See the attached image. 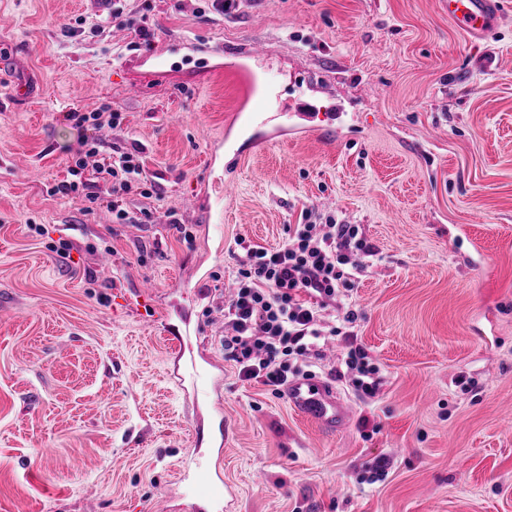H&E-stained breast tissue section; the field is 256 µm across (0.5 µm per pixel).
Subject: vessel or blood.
<instances>
[{"mask_svg":"<svg viewBox=\"0 0 512 512\" xmlns=\"http://www.w3.org/2000/svg\"><path fill=\"white\" fill-rule=\"evenodd\" d=\"M445 4L449 19L468 37L480 41L492 38L508 8L506 0H445ZM274 115L292 129L303 130L311 125L324 140L331 141L336 137L335 116H327L322 124H313L307 103H299L294 111L278 114L272 101L268 100L254 118L263 122ZM285 397L301 416L329 432L336 431L349 417L347 403L333 387L317 377L290 381L285 388ZM227 493L221 470L205 472L191 508L193 512H203L205 506L226 502Z\"/></svg>","mask_w":512,"mask_h":512,"instance_id":"obj_1","label":"vessel or blood"}]
</instances>
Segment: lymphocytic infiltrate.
I'll return each mask as SVG.
<instances>
[{"mask_svg":"<svg viewBox=\"0 0 512 512\" xmlns=\"http://www.w3.org/2000/svg\"><path fill=\"white\" fill-rule=\"evenodd\" d=\"M99 157L96 180L84 177L87 160ZM70 180L52 187L55 195H81L85 201L107 205L116 220H127L118 200L150 176L137 153L112 147L102 153L101 143L82 138L70 167ZM315 211L288 227V237L279 247L245 246L238 258L234 291L223 307L225 356L240 376L281 394L291 379L306 375L321 357L326 339L344 337L347 352L336 368V377L365 397H374L379 380L369 368L367 354L357 342L354 328L359 313L342 305L352 287L355 256H371L374 246L359 225L340 224L335 218L315 220ZM337 307V322L324 323L329 305Z\"/></svg>","mask_w":512,"mask_h":512,"instance_id":"1","label":"lymphocytic infiltrate"}]
</instances>
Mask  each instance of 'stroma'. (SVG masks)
<instances>
[{"mask_svg": "<svg viewBox=\"0 0 512 512\" xmlns=\"http://www.w3.org/2000/svg\"><path fill=\"white\" fill-rule=\"evenodd\" d=\"M442 2L241 0L205 20V0H128L142 45L89 0H0V512H184L217 467L236 512H512V11L476 44ZM79 19L102 32L61 37ZM238 42L266 52L224 54ZM300 96L345 138L247 121ZM104 103L122 122L94 138L139 148L156 182L123 224L50 192L83 136L67 112ZM306 208L376 248L349 301L381 385L337 380L336 338L314 369L350 407L333 433L239 377L215 310L242 244L281 245ZM141 286L219 361L207 403L122 309Z\"/></svg>", "mask_w": 512, "mask_h": 512, "instance_id": "35a3bbf8", "label": "stroma"}]
</instances>
